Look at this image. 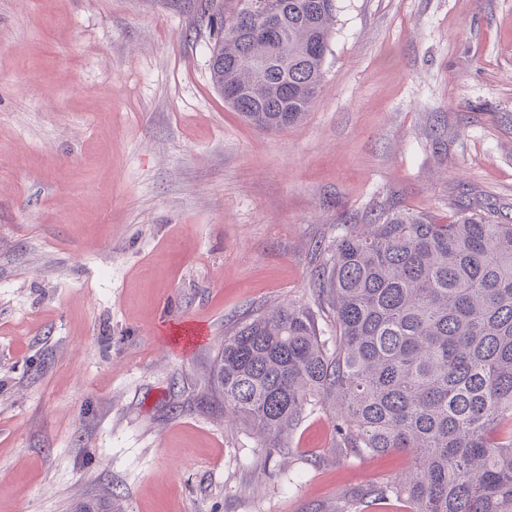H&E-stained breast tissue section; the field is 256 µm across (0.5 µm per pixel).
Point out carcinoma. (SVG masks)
Here are the masks:
<instances>
[{"label":"carcinoma","instance_id":"obj_1","mask_svg":"<svg viewBox=\"0 0 512 512\" xmlns=\"http://www.w3.org/2000/svg\"><path fill=\"white\" fill-rule=\"evenodd\" d=\"M249 2L224 0L211 81L249 123L280 129L319 94L336 0H277L265 24ZM312 288L336 344L307 307L246 319L211 371L224 407L278 440L332 398L345 453H414L403 482L370 494L409 512H512V217L384 209L346 228Z\"/></svg>","mask_w":512,"mask_h":512}]
</instances>
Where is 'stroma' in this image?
Masks as SVG:
<instances>
[{
    "label": "stroma",
    "instance_id": "35a3bbf8",
    "mask_svg": "<svg viewBox=\"0 0 512 512\" xmlns=\"http://www.w3.org/2000/svg\"><path fill=\"white\" fill-rule=\"evenodd\" d=\"M223 7L0 0V512H336L414 465L345 457L330 400L262 447L211 368L284 306L335 338L310 280L349 220L512 216V0H337L278 131L210 80Z\"/></svg>",
    "mask_w": 512,
    "mask_h": 512
}]
</instances>
